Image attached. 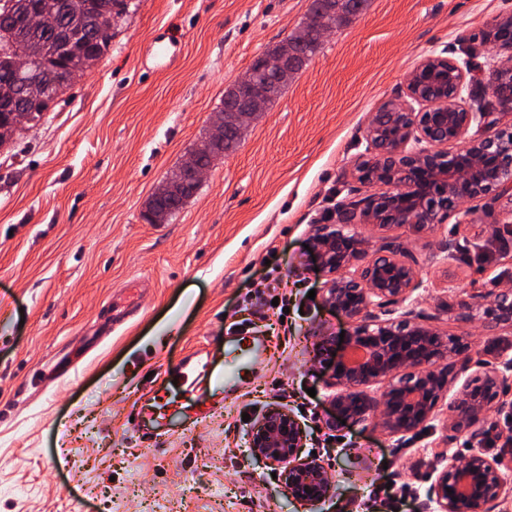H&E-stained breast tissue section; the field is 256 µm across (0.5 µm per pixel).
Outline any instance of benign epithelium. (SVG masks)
Segmentation results:
<instances>
[{"label": "benign epithelium", "instance_id": "1", "mask_svg": "<svg viewBox=\"0 0 512 512\" xmlns=\"http://www.w3.org/2000/svg\"><path fill=\"white\" fill-rule=\"evenodd\" d=\"M485 91L502 107L512 106V91L500 87L498 77L512 71V39L490 37ZM272 80L288 77V64L276 56L263 58ZM473 82L468 62L430 55L406 78V98L377 112L365 131L366 150L345 175L348 193L330 223L315 225L311 247L328 276L324 303L353 322L343 347L332 336L320 347L333 362L332 403L336 414L356 423L374 418L391 434H414L434 416L438 403L448 399L452 429L477 437L473 427L481 412L499 400V386L512 371L477 373L450 393L455 376L444 360L467 353L462 339L424 324L411 311L392 316L388 305L405 302L419 287L416 263L403 243L384 242L367 255L357 224L380 228L404 227L411 233L443 224L463 201L478 197L512 203V119L468 104ZM249 91L234 111L257 112L266 93L253 68L238 79ZM420 105L415 109L414 105ZM481 134H470L472 128ZM207 170L188 155L183 186L198 184ZM460 319L477 320L486 330L512 328V289L502 288L482 300L462 305ZM382 385L378 392L371 390ZM303 433L288 412L265 410L249 435L253 453L271 465L288 462L283 480L299 502L316 503L330 493L324 466L316 459L297 460ZM503 458L473 451L452 462L434 485L439 512H487L507 482Z\"/></svg>", "mask_w": 512, "mask_h": 512}]
</instances>
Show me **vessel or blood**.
Returning <instances> with one entry per match:
<instances>
[{
	"mask_svg": "<svg viewBox=\"0 0 512 512\" xmlns=\"http://www.w3.org/2000/svg\"><path fill=\"white\" fill-rule=\"evenodd\" d=\"M262 349V338L248 329L226 335L223 366L209 359L186 361L178 370L181 391L145 393L132 411L135 427L151 439L163 437L176 427L193 430L223 406L225 384L238 380L240 363L258 356Z\"/></svg>",
	"mask_w": 512,
	"mask_h": 512,
	"instance_id": "1",
	"label": "vessel or blood"
}]
</instances>
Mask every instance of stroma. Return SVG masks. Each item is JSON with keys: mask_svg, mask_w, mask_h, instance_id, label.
<instances>
[{"mask_svg": "<svg viewBox=\"0 0 512 512\" xmlns=\"http://www.w3.org/2000/svg\"><path fill=\"white\" fill-rule=\"evenodd\" d=\"M135 2L105 56L0 148V512H437L430 488L470 439L452 436L444 403L416 434L335 422L319 341L352 325L324 304L327 276L307 245L345 197L374 113L405 97L427 55L483 68L484 34L512 0H369L164 224L143 219L148 198L311 2ZM174 22L181 43L157 67L147 49ZM358 231L374 248L399 239L416 260L406 305L468 342V359L447 360L457 382L512 358V331L460 319L473 293L508 285L511 204L468 201L419 235ZM450 237L451 256L439 249ZM271 275L287 309L265 292ZM240 325L265 349L223 410L188 433L142 436L128 415L148 373ZM270 406L301 424L302 457L331 483L324 501L297 502L252 453V423ZM478 428L480 449L512 459L503 412L487 408Z\"/></svg>", "mask_w": 512, "mask_h": 512, "instance_id": "obj_1", "label": "stroma"}]
</instances>
